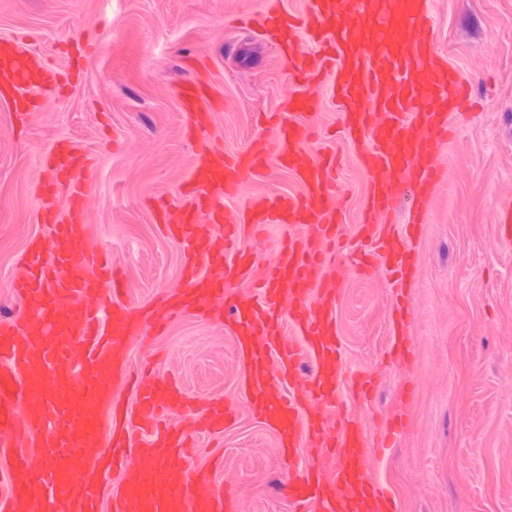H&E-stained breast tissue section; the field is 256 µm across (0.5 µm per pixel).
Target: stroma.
I'll return each mask as SVG.
<instances>
[{"instance_id": "stroma-1", "label": "stroma", "mask_w": 512, "mask_h": 512, "mask_svg": "<svg viewBox=\"0 0 512 512\" xmlns=\"http://www.w3.org/2000/svg\"><path fill=\"white\" fill-rule=\"evenodd\" d=\"M435 46L468 79L476 102L439 161L438 187L418 243V279L405 292L416 340L412 362L390 360L394 296L382 268L353 275L337 311L348 373H379L369 402L344 401L385 427L403 418L395 446L371 452L370 475L400 512H512V228L495 222L512 204V0H430ZM264 0H0V38L23 40L61 72L82 57L36 111L17 117L0 102V318L21 308L10 285L16 259L40 229L36 187L42 155L61 136L97 161L89 197L90 244L121 261L139 304L181 286L182 249L158 229L148 200L177 203L194 142L174 89L187 63L206 61L226 101L214 130L224 149H243L275 111L289 76L257 29ZM96 33L85 34L88 18ZM367 174L345 154L340 185L354 230ZM148 356L130 345L133 367L150 364L193 395L235 403L243 366L231 335L194 317L172 323ZM217 481L235 489L239 512H289L281 489L305 454L287 464L265 427L241 412L223 440Z\"/></svg>"}]
</instances>
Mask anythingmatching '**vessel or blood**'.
Masks as SVG:
<instances>
[{"instance_id":"obj_1","label":"vessel or blood","mask_w":512,"mask_h":512,"mask_svg":"<svg viewBox=\"0 0 512 512\" xmlns=\"http://www.w3.org/2000/svg\"><path fill=\"white\" fill-rule=\"evenodd\" d=\"M262 25L282 49L291 86L270 117L274 139L253 136L235 153L198 142L182 203L156 221L184 250V285L160 301L133 304L118 262L99 261L87 245L91 157L67 138L43 158L38 211L43 233L18 259L22 308L0 320V512H237L223 483L192 467L194 435L221 432L234 411L188 395L167 378L135 380L130 342L147 323L191 313L228 327L244 366L241 396L276 436V452L316 458L289 479L295 512H398L369 474L372 439L354 416L336 411L342 387L366 398L371 380L347 377L337 308L347 275L336 156L313 148L309 116L325 82L340 107L346 144L368 174L357 235L361 266L383 264L397 287L415 275V244L438 183L437 163L455 137L469 84L439 52L429 0H304L289 12L265 0ZM60 72L22 40L0 39V100L27 111L54 92ZM175 96L188 134L211 127L222 111L207 76L196 73ZM289 171L299 193L262 195L233 209L243 186L270 161ZM414 189L418 204L405 224L388 218ZM288 227L287 243L265 262L241 247L245 232ZM261 270L258 293L229 286ZM409 312L392 315V346L408 351ZM136 393L133 405L117 400Z\"/></svg>"}]
</instances>
